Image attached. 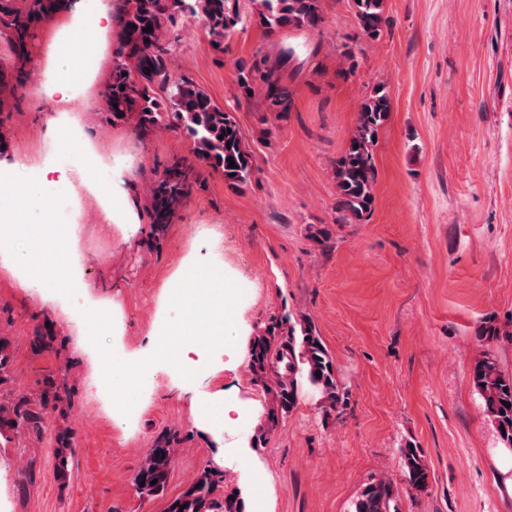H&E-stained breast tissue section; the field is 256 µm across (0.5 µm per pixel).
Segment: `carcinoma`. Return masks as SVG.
Segmentation results:
<instances>
[{
    "label": "carcinoma",
    "instance_id": "cac0c4a2",
    "mask_svg": "<svg viewBox=\"0 0 512 512\" xmlns=\"http://www.w3.org/2000/svg\"><path fill=\"white\" fill-rule=\"evenodd\" d=\"M322 0H252V16L267 34L285 29L313 30L322 21ZM356 17L370 37L379 36L383 24L384 0H354ZM55 8V0H0V29L9 34L16 52L13 70L24 72L31 58L26 50L31 31L46 23V14ZM188 16L204 19L210 47L224 52L229 38L242 17L230 0H125L116 39L118 56L105 85L109 108L115 120H124L147 131L167 127L182 132L193 144L194 156L224 182L238 188L251 179L253 164L242 144L234 116L217 105L194 82L173 76L170 68L169 35L177 23ZM152 27L146 32L144 28ZM295 53L284 47L275 61L262 56L237 69V84L244 98H250L255 82L264 85L266 111L282 117L291 104V92L282 84L279 70ZM391 112V99L385 87L374 88L362 103L356 131L344 154L336 162L335 223L353 224L370 214L374 202V149L378 130ZM236 167H229V160ZM191 168L179 160L164 167L149 190V211L157 244L191 188ZM9 341L0 336V385L9 379L11 355ZM250 367L254 379L273 394L276 409L270 410L259 428L276 422V413L287 414L296 405L298 374L321 395L326 408L334 410L345 395L336 381L334 362L312 323L284 313L277 321L257 330L250 341ZM321 376H316V372ZM471 378L481 395L485 412L494 423L500 440L512 448V376L498 368L488 354L475 359ZM65 387L51 375L44 381L37 399L19 397L12 405L0 404V438L6 440L28 433L42 435L52 412L64 413ZM510 406H505V403ZM55 470L66 478L74 455L73 433L57 427L53 433ZM182 442L180 432L165 430L153 448L142 458L132 481L141 498H153L165 491L171 465ZM404 476L409 490L426 491L428 470L418 449L406 448ZM224 471L217 467L202 469L185 491L169 500L166 512H244L240 491L223 494ZM354 512H398L391 482L379 479L368 484L354 504Z\"/></svg>",
    "mask_w": 512,
    "mask_h": 512
}]
</instances>
